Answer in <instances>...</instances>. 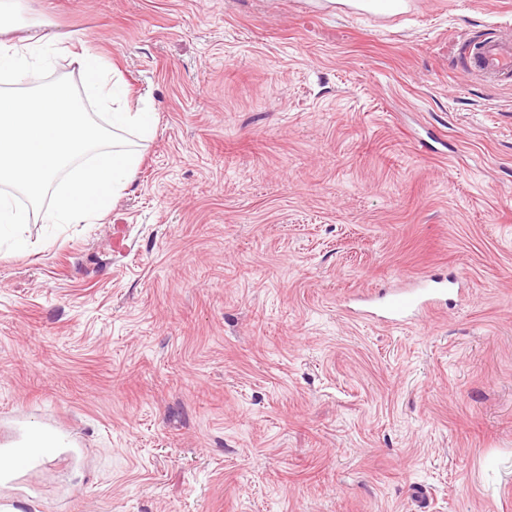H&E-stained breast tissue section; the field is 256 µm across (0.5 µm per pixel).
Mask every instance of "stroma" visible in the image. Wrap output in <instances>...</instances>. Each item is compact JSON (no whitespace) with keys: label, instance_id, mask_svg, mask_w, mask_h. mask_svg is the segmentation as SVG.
<instances>
[{"label":"stroma","instance_id":"1","mask_svg":"<svg viewBox=\"0 0 512 512\" xmlns=\"http://www.w3.org/2000/svg\"><path fill=\"white\" fill-rule=\"evenodd\" d=\"M155 106L93 224L0 256V438L69 447L15 512H512V0H26ZM458 272L391 329L359 291ZM466 67L494 84L512 83V33L489 34L476 39L466 52Z\"/></svg>","mask_w":512,"mask_h":512}]
</instances>
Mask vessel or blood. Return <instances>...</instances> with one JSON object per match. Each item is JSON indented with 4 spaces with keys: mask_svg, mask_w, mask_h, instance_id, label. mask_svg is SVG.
Listing matches in <instances>:
<instances>
[{
    "mask_svg": "<svg viewBox=\"0 0 512 512\" xmlns=\"http://www.w3.org/2000/svg\"><path fill=\"white\" fill-rule=\"evenodd\" d=\"M466 66L476 76L494 84L512 83V33H499L476 39L466 52ZM452 283L446 279L412 277L407 287L379 294L374 306L360 310V317L380 319L401 325L446 307ZM43 448L17 444L0 449V478H8L46 457Z\"/></svg>",
    "mask_w": 512,
    "mask_h": 512,
    "instance_id": "b4317fda",
    "label": "vessel or blood"
}]
</instances>
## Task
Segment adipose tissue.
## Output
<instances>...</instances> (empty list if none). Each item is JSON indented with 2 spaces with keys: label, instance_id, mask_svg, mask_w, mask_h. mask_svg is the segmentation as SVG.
<instances>
[{
  "label": "adipose tissue",
  "instance_id": "obj_1",
  "mask_svg": "<svg viewBox=\"0 0 512 512\" xmlns=\"http://www.w3.org/2000/svg\"><path fill=\"white\" fill-rule=\"evenodd\" d=\"M23 0H0V240L26 245L23 224H83L102 218L111 200L130 186L150 138V107L132 108L122 80L89 49L74 53L81 83L62 77L33 91L22 90L29 74L49 64L54 37L6 39ZM99 106L96 122L84 108ZM48 209H41L44 195Z\"/></svg>",
  "mask_w": 512,
  "mask_h": 512
}]
</instances>
